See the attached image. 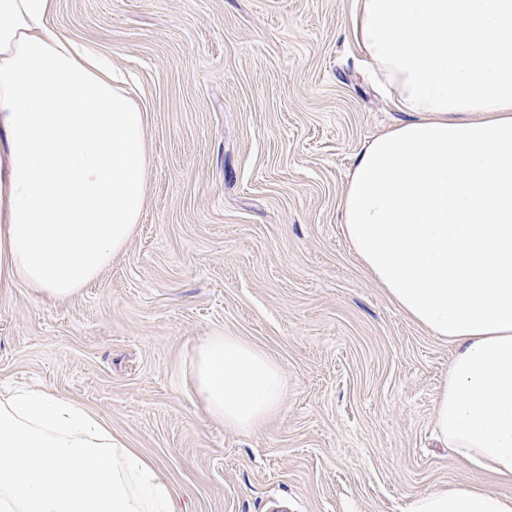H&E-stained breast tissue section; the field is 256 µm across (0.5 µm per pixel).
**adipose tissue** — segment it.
Returning a JSON list of instances; mask_svg holds the SVG:
<instances>
[{
	"label": "adipose tissue",
	"mask_w": 512,
	"mask_h": 512,
	"mask_svg": "<svg viewBox=\"0 0 512 512\" xmlns=\"http://www.w3.org/2000/svg\"><path fill=\"white\" fill-rule=\"evenodd\" d=\"M53 0H0V288L77 294L134 235L146 114L112 62L51 25ZM352 37L409 120L366 142L340 200L346 241L410 319L455 348L433 423L453 457L512 480V0H355ZM189 383L225 427L262 426L283 369L207 337ZM0 512H175L155 463L79 403L0 401ZM405 512H512L467 484Z\"/></svg>",
	"instance_id": "ef3b65f1"
}]
</instances>
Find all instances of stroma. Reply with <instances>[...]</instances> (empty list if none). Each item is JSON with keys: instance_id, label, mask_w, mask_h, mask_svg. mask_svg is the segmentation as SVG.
I'll return each instance as SVG.
<instances>
[{"instance_id": "obj_1", "label": "stroma", "mask_w": 512, "mask_h": 512, "mask_svg": "<svg viewBox=\"0 0 512 512\" xmlns=\"http://www.w3.org/2000/svg\"><path fill=\"white\" fill-rule=\"evenodd\" d=\"M353 0H56L144 110L146 206L78 294L0 289V390L49 391L160 468L176 512H404L512 482L432 426L453 349L375 286L339 203L363 145L407 120L351 37ZM238 336L287 376L279 410L224 428L185 376Z\"/></svg>"}]
</instances>
